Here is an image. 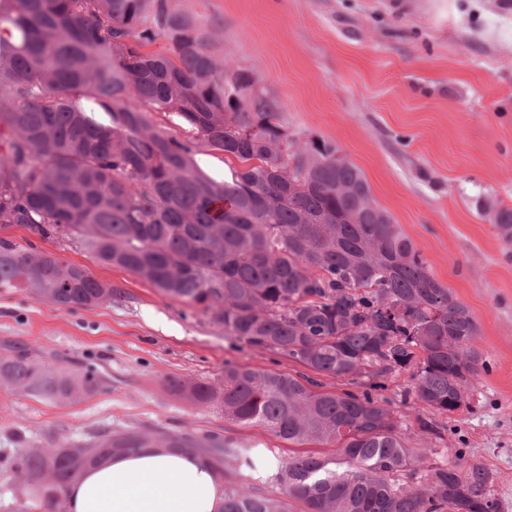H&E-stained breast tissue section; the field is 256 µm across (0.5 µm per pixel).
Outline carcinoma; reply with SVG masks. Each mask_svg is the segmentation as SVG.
Segmentation results:
<instances>
[{"label": "carcinoma", "instance_id": "1", "mask_svg": "<svg viewBox=\"0 0 512 512\" xmlns=\"http://www.w3.org/2000/svg\"><path fill=\"white\" fill-rule=\"evenodd\" d=\"M159 39L166 50L151 49ZM156 112L192 138L162 133ZM200 145L227 157L230 175H207ZM488 215L511 245L512 205L493 203ZM0 224L79 235L99 263L303 367L226 364L214 382L167 386L301 449L275 478L306 512H495L484 468L432 464L435 449L410 446L372 396L410 369L407 395L436 414L457 411L459 391L485 367L470 309L434 278L363 172L331 142L288 140L255 73L227 76L210 30L171 0H0ZM0 288L68 310L112 299V285L84 266L7 240ZM317 375L355 390H325ZM0 385L68 404L98 383L12 353L0 356ZM152 444L202 454L227 477L230 461L253 452L216 435L130 429L23 452L0 473L50 472L53 502L90 464ZM310 446L336 453L319 458ZM222 512L288 508L228 479Z\"/></svg>", "mask_w": 512, "mask_h": 512}]
</instances>
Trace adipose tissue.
<instances>
[{
  "mask_svg": "<svg viewBox=\"0 0 512 512\" xmlns=\"http://www.w3.org/2000/svg\"><path fill=\"white\" fill-rule=\"evenodd\" d=\"M224 481L204 456L141 448L88 467L63 512H221Z\"/></svg>",
  "mask_w": 512,
  "mask_h": 512,
  "instance_id": "adipose-tissue-1",
  "label": "adipose tissue"
}]
</instances>
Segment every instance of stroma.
<instances>
[{
	"mask_svg": "<svg viewBox=\"0 0 512 512\" xmlns=\"http://www.w3.org/2000/svg\"><path fill=\"white\" fill-rule=\"evenodd\" d=\"M207 23L230 68H250L278 101L289 138L327 140L367 178L431 273L472 312L486 368L467 405L432 416L434 462L479 465L498 512H512V260L486 210L512 205V0H173ZM0 238L86 267L110 302L67 310L0 289V355L23 350L65 370L93 369L73 404L0 386V467L18 454L139 429L219 434L232 447L287 443L226 420L219 405L170 394L169 378L220 377L225 363L293 373L298 364L225 337L201 306L172 300L96 262L76 236L0 224ZM409 371L383 392L400 431L419 434L404 400Z\"/></svg>",
	"mask_w": 512,
	"mask_h": 512,
	"instance_id": "1",
	"label": "stroma"
}]
</instances>
